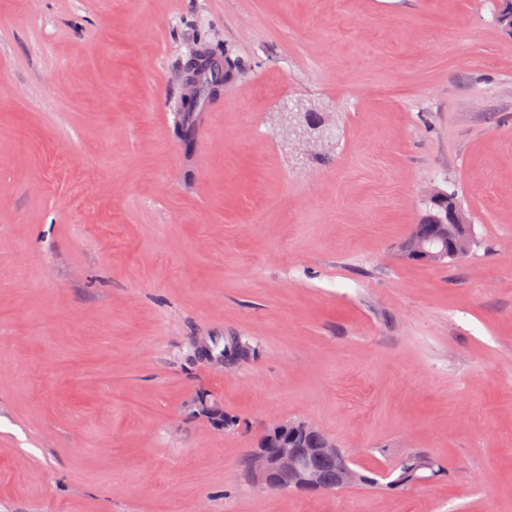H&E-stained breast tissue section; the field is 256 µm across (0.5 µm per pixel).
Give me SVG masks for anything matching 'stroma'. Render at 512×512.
<instances>
[{
  "label": "stroma",
  "instance_id": "1",
  "mask_svg": "<svg viewBox=\"0 0 512 512\" xmlns=\"http://www.w3.org/2000/svg\"><path fill=\"white\" fill-rule=\"evenodd\" d=\"M495 7L0 0V512H512ZM203 40L246 73L188 133ZM287 101L333 146L285 145ZM429 186L470 216L460 261L399 252ZM300 419L377 484H253L246 454ZM419 451L441 474L394 486Z\"/></svg>",
  "mask_w": 512,
  "mask_h": 512
}]
</instances>
